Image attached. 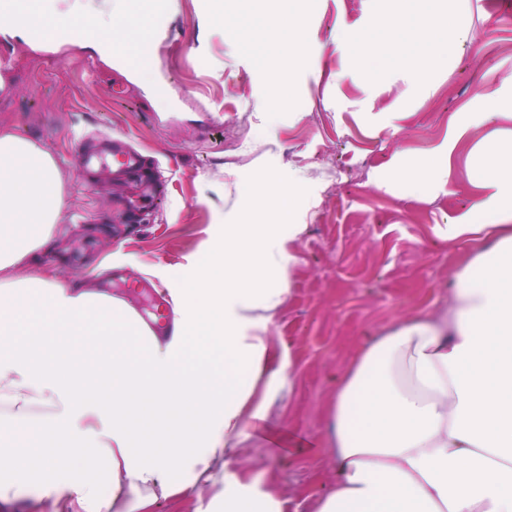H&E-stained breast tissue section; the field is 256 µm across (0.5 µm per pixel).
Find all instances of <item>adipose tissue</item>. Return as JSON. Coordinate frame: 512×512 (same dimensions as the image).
<instances>
[{
    "mask_svg": "<svg viewBox=\"0 0 512 512\" xmlns=\"http://www.w3.org/2000/svg\"><path fill=\"white\" fill-rule=\"evenodd\" d=\"M438 3L399 0L358 41L359 59L397 54L427 92L469 38ZM248 27L259 48L293 46L303 20L255 13ZM464 133L419 157L406 183L447 186ZM466 175L482 194L448 224L449 240L471 247L448 302L375 337L340 379L328 416L336 479L316 512H512V130L473 146ZM248 195L279 208V222L225 225L223 253L172 292L161 336L124 296L32 264L61 217V175L48 151L0 132V426L40 436L0 454V503L20 498L17 477L37 456L51 512H154L217 484L224 512H281L227 465L286 371L271 325L314 201L269 176ZM77 467L92 478L70 480Z\"/></svg>",
    "mask_w": 512,
    "mask_h": 512,
    "instance_id": "ef3b65f1",
    "label": "adipose tissue"
}]
</instances>
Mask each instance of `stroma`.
Returning <instances> with one entry per match:
<instances>
[{"instance_id": "35a3bbf8", "label": "stroma", "mask_w": 512, "mask_h": 512, "mask_svg": "<svg viewBox=\"0 0 512 512\" xmlns=\"http://www.w3.org/2000/svg\"><path fill=\"white\" fill-rule=\"evenodd\" d=\"M391 6L290 0L289 12L306 18L300 45L314 60L281 92L270 82L266 51L231 43L224 31L240 23V0H178L154 14L135 0L132 11L149 17L154 50L132 72L82 37L46 48L0 25V54L10 60L0 131L49 151L63 180L53 243L37 255L61 280L93 278L118 293L128 285L170 291L176 275L223 247L225 225L273 223V208L248 200V187L304 172L296 195L315 204L271 331L292 376L276 385L262 432L242 437L244 463L228 469L259 478L283 512H314L335 479L327 406L354 356L389 326L447 302L468 249L447 241L448 220L478 196L464 158L493 129L512 127L504 119L470 127L452 156L448 190L399 185L404 149L430 150L450 125L486 111L489 98L512 97L501 84L512 73V10L499 0H453L472 40L420 94L395 60L379 62L372 84L351 63L369 19ZM275 97L280 106L269 123L264 106ZM80 134L127 136L147 157L157 192L143 222L132 223L126 207L140 175L84 180L74 156ZM363 161L396 178L394 189L360 178Z\"/></svg>"}]
</instances>
